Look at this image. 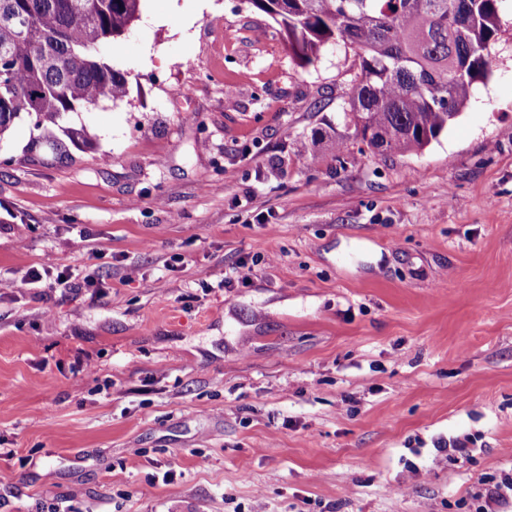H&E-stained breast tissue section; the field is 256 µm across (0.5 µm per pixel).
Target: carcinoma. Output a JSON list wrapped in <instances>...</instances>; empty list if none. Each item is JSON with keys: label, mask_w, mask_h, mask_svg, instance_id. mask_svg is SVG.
Returning <instances> with one entry per match:
<instances>
[{"label": "carcinoma", "mask_w": 512, "mask_h": 512, "mask_svg": "<svg viewBox=\"0 0 512 512\" xmlns=\"http://www.w3.org/2000/svg\"><path fill=\"white\" fill-rule=\"evenodd\" d=\"M142 0H0V135L22 116L35 126L126 96L129 75L100 47L124 34ZM304 65L339 43L359 73L343 114L382 152H418L437 139L487 79L488 47L508 0H249ZM28 21L21 28L14 17Z\"/></svg>", "instance_id": "carcinoma-1"}]
</instances>
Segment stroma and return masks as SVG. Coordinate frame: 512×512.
Segmentation results:
<instances>
[{
    "instance_id": "obj_1",
    "label": "stroma",
    "mask_w": 512,
    "mask_h": 512,
    "mask_svg": "<svg viewBox=\"0 0 512 512\" xmlns=\"http://www.w3.org/2000/svg\"><path fill=\"white\" fill-rule=\"evenodd\" d=\"M103 55L128 94L61 159L0 135V512H474L512 476V25L417 153L249 0H143ZM50 257L69 288L21 287Z\"/></svg>"
}]
</instances>
